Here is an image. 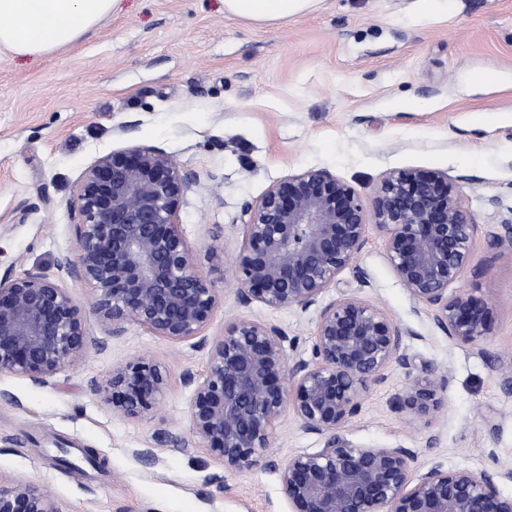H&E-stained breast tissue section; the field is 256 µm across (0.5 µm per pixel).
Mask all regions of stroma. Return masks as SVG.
Listing matches in <instances>:
<instances>
[{"label": "stroma", "mask_w": 512, "mask_h": 512, "mask_svg": "<svg viewBox=\"0 0 512 512\" xmlns=\"http://www.w3.org/2000/svg\"><path fill=\"white\" fill-rule=\"evenodd\" d=\"M412 0H323L285 22L257 26L224 0H121L73 45L45 56L0 52V278L45 273L84 309L78 364L36 385L0 377V485L24 481L62 512H290L277 463L321 447L292 410L275 422L273 467L225 471L190 434V378L207 370V339L234 320L269 321L310 358L317 311L241 305L232 261L245 242L244 202L288 175L325 169L370 195L394 170L448 174L477 232L457 291L486 302L491 334L448 338L398 282L376 228L323 294H355L406 331L415 364L448 373L432 423L394 407L409 385L394 367L343 430L350 441L407 448L414 467H512V253L492 243L512 225V0H456L449 20L400 21ZM495 71L501 88L474 85ZM132 145L172 155L197 180L178 218L199 270L220 294L201 338L172 342L128 326L109 335L89 313L91 288L58 271L77 247V190L100 157ZM130 362L158 366L162 413L123 416L96 385ZM183 438V446L168 435ZM435 447H427L429 435ZM66 442L72 468L54 461ZM104 460L92 467L83 449ZM151 449L154 458L138 457Z\"/></svg>", "instance_id": "1"}]
</instances>
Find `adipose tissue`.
<instances>
[{
    "label": "adipose tissue",
    "instance_id": "adipose-tissue-1",
    "mask_svg": "<svg viewBox=\"0 0 512 512\" xmlns=\"http://www.w3.org/2000/svg\"><path fill=\"white\" fill-rule=\"evenodd\" d=\"M322 0H224V14L253 23L285 21ZM119 0H0V51L43 55L70 46L117 8Z\"/></svg>",
    "mask_w": 512,
    "mask_h": 512
}]
</instances>
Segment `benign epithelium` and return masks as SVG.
Masks as SVG:
<instances>
[{
  "label": "benign epithelium",
  "instance_id": "1",
  "mask_svg": "<svg viewBox=\"0 0 512 512\" xmlns=\"http://www.w3.org/2000/svg\"><path fill=\"white\" fill-rule=\"evenodd\" d=\"M195 181L148 146L114 151L84 172L77 250L59 257L57 268L91 286V312L111 336L135 324L181 342L210 321L219 293L197 269L178 220L180 200ZM243 211L249 220L235 259L243 305L308 310L363 252L371 222L395 277L448 338L473 344L491 333L487 303L448 292L470 263L476 224L442 171H392L367 201L331 172L308 169L273 184ZM404 337L353 294L320 308L308 360L290 354L295 344L282 328L238 319L210 342L204 377L188 378L192 438L219 451L228 471L272 466L265 450L290 404L300 429L323 440L278 466L291 512H512V497L499 488L512 480L511 468L476 472L434 463L417 471L408 448L362 446L341 434L371 386L395 366L411 380L395 397L400 411L424 419L443 409L448 375L431 365L416 368ZM86 344L82 312L57 279L0 278V376L45 384L81 358ZM164 388L160 368L138 362L113 369L96 392L139 417L156 407ZM0 512L62 510L34 485L17 482L0 487Z\"/></svg>",
  "mask_w": 512,
  "mask_h": 512
}]
</instances>
